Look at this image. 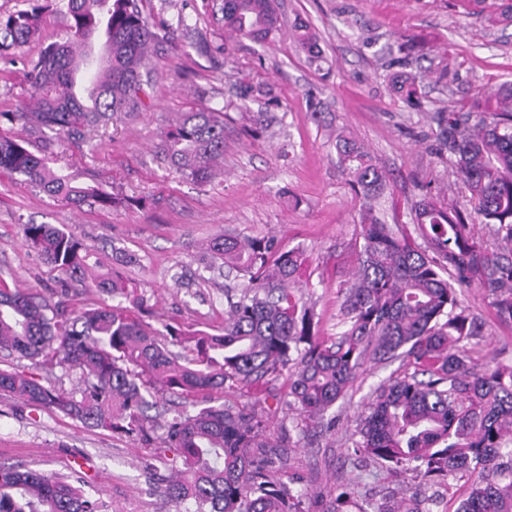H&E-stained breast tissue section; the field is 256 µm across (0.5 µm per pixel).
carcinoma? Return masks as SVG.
<instances>
[{
	"instance_id": "obj_1",
	"label": "carcinoma",
	"mask_w": 512,
	"mask_h": 512,
	"mask_svg": "<svg viewBox=\"0 0 512 512\" xmlns=\"http://www.w3.org/2000/svg\"><path fill=\"white\" fill-rule=\"evenodd\" d=\"M0 16V52L37 34L41 0ZM70 17L64 37L24 64L29 100L0 121L53 135L36 155L0 134V171L62 201L112 209L128 199L95 183H78L51 166L48 149L83 143L117 112L143 105L148 50L160 39L138 0H57ZM224 30L265 43L280 28L277 0H224ZM297 44L321 60L308 32ZM440 152L448 154L470 208L429 196L416 208V239L374 216L386 179L369 153L340 135L336 148L350 183L363 193L355 239L357 273L343 290L336 334H321L314 311L295 285L307 277L309 256L273 237L233 231L208 245L212 265L242 274L246 283L217 334L167 327L172 351L140 317L142 301L129 282L95 261L71 231L24 224L26 243L62 281L75 280L117 304L73 309L69 289L52 301L0 280V353L80 373L66 393L15 369H0V392L75 419L87 427L148 437L145 413L157 394H173L188 410L164 425L159 449L173 454L167 497L191 501L194 512H302L303 490L276 477L275 463L251 453L266 448L262 421L223 402L245 390L272 396L286 377L297 426L323 418L346 397L367 362L399 363L398 375L372 391L360 419L356 447L378 465L430 480L472 478L456 512H512V362L478 365L469 340L476 317L457 288L478 287L503 323L512 324V84L489 88L470 112H441ZM170 163L200 184L224 158V108L188 112L162 143ZM484 224L499 245L476 232ZM0 512H105V504L68 478L0 464Z\"/></svg>"
}]
</instances>
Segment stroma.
Listing matches in <instances>:
<instances>
[{
	"label": "stroma",
	"mask_w": 512,
	"mask_h": 512,
	"mask_svg": "<svg viewBox=\"0 0 512 512\" xmlns=\"http://www.w3.org/2000/svg\"><path fill=\"white\" fill-rule=\"evenodd\" d=\"M140 7L157 22L185 15L190 28L176 32V48L152 57L158 78L142 110L117 114L90 143L66 146L58 161L78 181H96L137 203L76 208L0 173V277L10 286L45 294L59 287L58 272L27 246L20 226H63L132 282L153 328L213 333L224 323V288L236 279L206 270L205 248L229 229L307 250L311 285L299 294L328 335L335 331L341 288L357 266L353 242L363 204L337 154V132L349 134L385 171L379 207L387 223L414 230L411 210L430 191L466 206L451 165L439 157L436 114L467 106L477 86L512 84V24L465 14L455 0H279L281 27L258 44L225 33L214 0H141ZM298 20L314 35L321 62L309 63L298 50ZM200 35L225 44V52L203 53L195 42ZM404 42L420 57L418 108L385 66ZM242 82L265 87L268 103L242 107ZM215 106L224 109L221 173L196 184L165 158L161 136L184 113ZM117 248L135 264H116ZM460 298L483 325L470 344L473 358L511 362L512 325L499 322L483 290H463ZM390 373L368 368L333 407L335 427L314 423L304 433L287 406L272 412L245 393L228 401L267 421L278 444V476L306 490L305 512H329L336 489L350 494L345 512H375L401 489L419 487L413 474L388 472L352 449L364 403ZM0 464L82 476L108 512L178 510L163 493L170 470L155 446L9 395L0 396ZM469 485L452 478L440 488L420 487V512H455Z\"/></svg>",
	"instance_id": "obj_1"
}]
</instances>
